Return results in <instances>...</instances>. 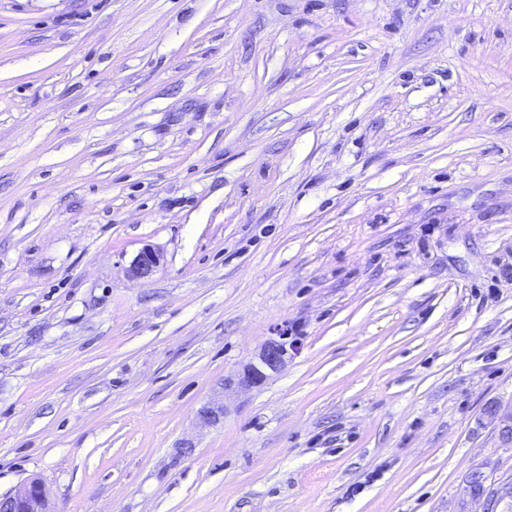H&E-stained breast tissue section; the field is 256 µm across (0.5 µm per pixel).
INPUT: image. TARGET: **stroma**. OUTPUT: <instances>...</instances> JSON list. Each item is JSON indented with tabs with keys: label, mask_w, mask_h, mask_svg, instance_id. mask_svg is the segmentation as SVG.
<instances>
[{
	"label": "stroma",
	"mask_w": 512,
	"mask_h": 512,
	"mask_svg": "<svg viewBox=\"0 0 512 512\" xmlns=\"http://www.w3.org/2000/svg\"><path fill=\"white\" fill-rule=\"evenodd\" d=\"M511 409L512 0H0V496L512 512ZM162 259V255L154 249L142 248L126 270L128 279L139 283L148 282L161 266ZM276 336L267 339L260 347L254 361L247 364L238 377V385L256 386L264 383L271 374L285 367L289 351L297 350V342H288V329L278 328Z\"/></svg>",
	"instance_id": "1"
}]
</instances>
